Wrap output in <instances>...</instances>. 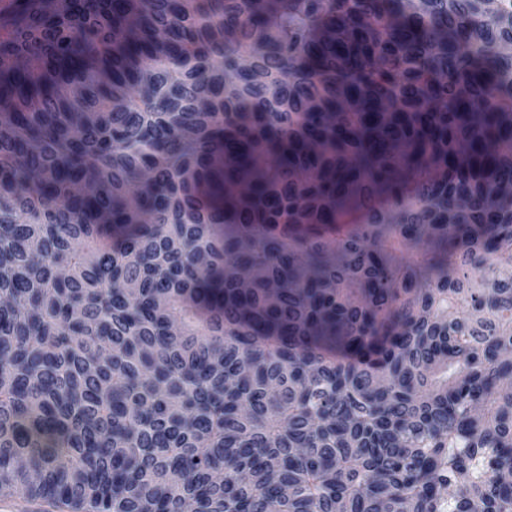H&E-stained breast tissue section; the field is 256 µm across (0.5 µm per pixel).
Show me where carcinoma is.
Wrapping results in <instances>:
<instances>
[{
    "label": "carcinoma",
    "mask_w": 512,
    "mask_h": 512,
    "mask_svg": "<svg viewBox=\"0 0 512 512\" xmlns=\"http://www.w3.org/2000/svg\"><path fill=\"white\" fill-rule=\"evenodd\" d=\"M482 14L0 16L1 498L512 512V30Z\"/></svg>",
    "instance_id": "carcinoma-1"
}]
</instances>
